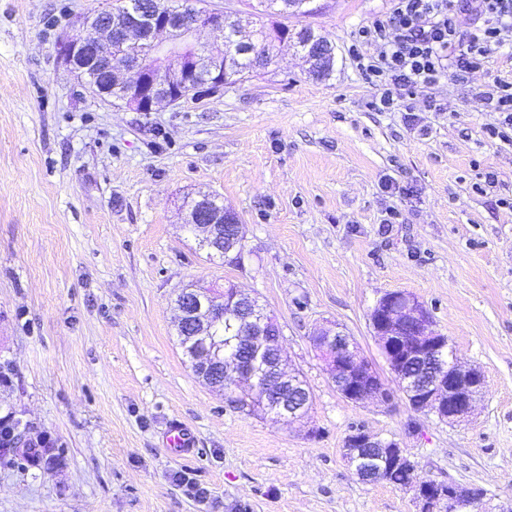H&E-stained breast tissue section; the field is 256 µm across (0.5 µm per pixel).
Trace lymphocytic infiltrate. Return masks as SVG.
<instances>
[{
	"label": "lymphocytic infiltrate",
	"instance_id": "lymphocytic-infiltrate-1",
	"mask_svg": "<svg viewBox=\"0 0 512 512\" xmlns=\"http://www.w3.org/2000/svg\"><path fill=\"white\" fill-rule=\"evenodd\" d=\"M457 10L488 19L474 29L463 51L457 48L456 29L450 20ZM511 32L512 0H390L388 17L360 32L363 40L380 47L378 56L362 65L383 88L375 108H393V85L427 88L438 82L448 66L463 71L477 68L503 46Z\"/></svg>",
	"mask_w": 512,
	"mask_h": 512
}]
</instances>
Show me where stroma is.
<instances>
[{
  "instance_id": "1",
  "label": "stroma",
  "mask_w": 512,
  "mask_h": 512,
  "mask_svg": "<svg viewBox=\"0 0 512 512\" xmlns=\"http://www.w3.org/2000/svg\"><path fill=\"white\" fill-rule=\"evenodd\" d=\"M109 5L0 0V418L50 447L37 468L0 461V512H416L411 492L348 464L355 427L398 440L426 477L484 489L486 512L512 502V145L485 133L512 47L378 112L354 55L379 49L355 40L389 0H313L287 24L334 47L327 78L284 44L219 94L136 112L56 57ZM202 193L240 216V260L208 257L186 231ZM193 282L236 284L277 318L313 393L302 421L242 412L193 376L174 311ZM395 291L484 371L469 421L399 396L355 405L330 382L314 333L340 324L387 373L370 315ZM175 420L193 458L168 450Z\"/></svg>"
}]
</instances>
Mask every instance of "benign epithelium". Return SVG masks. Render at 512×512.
I'll return each mask as SVG.
<instances>
[{"label":"benign epithelium","instance_id":"benign-epithelium-1","mask_svg":"<svg viewBox=\"0 0 512 512\" xmlns=\"http://www.w3.org/2000/svg\"><path fill=\"white\" fill-rule=\"evenodd\" d=\"M182 15L183 7L165 0L95 10L79 20L75 35L58 44L59 61L100 100L122 102L137 112H151L160 102L177 104L192 91L224 89V82L238 77L224 62V43L200 48L190 42L191 34L201 29L224 38V13L193 8L189 22ZM301 45L317 69L332 68L335 52L329 43L306 33ZM145 47L151 49L148 62L141 53ZM187 210L184 227L200 234V247L208 254L241 256L244 245L234 211L217 206L209 194L198 195ZM175 309L177 336L197 379L219 391L234 383L232 395L252 411L290 422L306 415L312 393L299 373L285 368L282 327L256 297L234 284H195L178 293ZM431 323L427 309L405 292L374 306L372 332L396 382L394 392L338 324L323 327L312 343L347 401L389 403L398 392L416 413L450 424L466 422L483 394L484 372L459 364L448 338L433 331ZM410 360L434 367L431 382L418 385L404 376L403 366ZM347 444L365 481H379L389 467L417 466L398 442L361 428L348 436ZM410 491L417 512H483V497L452 482L425 477Z\"/></svg>","mask_w":512,"mask_h":512}]
</instances>
